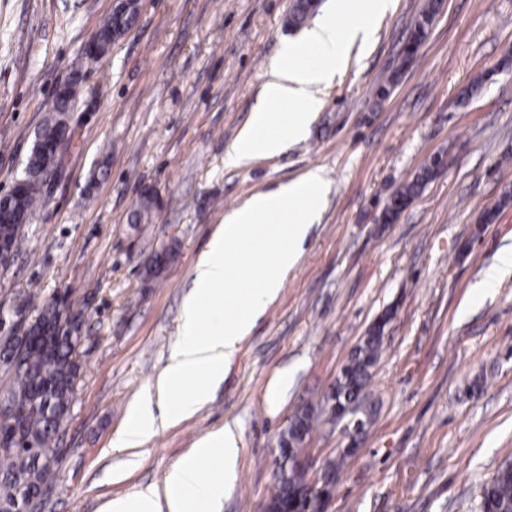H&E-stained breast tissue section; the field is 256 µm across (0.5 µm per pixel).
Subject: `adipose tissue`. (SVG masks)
Instances as JSON below:
<instances>
[{"label": "adipose tissue", "mask_w": 512, "mask_h": 512, "mask_svg": "<svg viewBox=\"0 0 512 512\" xmlns=\"http://www.w3.org/2000/svg\"><path fill=\"white\" fill-rule=\"evenodd\" d=\"M350 7L349 0H335L332 12L306 29L300 42L285 44L270 62L263 102L226 151L231 164L277 156L290 143L304 140L323 90L352 51L367 53L376 22L394 9L395 0H360L359 20L337 27V15ZM285 106L290 116L282 115ZM328 190L322 170L312 168L278 188L256 192L225 213L195 266L194 286L183 299L180 337L154 385L158 406L133 405L114 448L142 447L210 400L239 344L278 298L312 226L320 220ZM194 376L199 382L189 397L171 402V395ZM239 451L236 428L224 425L204 437L187 460L174 465L163 486L148 485L109 500L101 512H221L224 492L237 479ZM215 458L223 461L222 470L206 474L204 463Z\"/></svg>", "instance_id": "1"}]
</instances>
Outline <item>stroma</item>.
Instances as JSON below:
<instances>
[{"mask_svg":"<svg viewBox=\"0 0 512 512\" xmlns=\"http://www.w3.org/2000/svg\"><path fill=\"white\" fill-rule=\"evenodd\" d=\"M113 0H0V196L21 177L57 87L76 82L74 131L46 198L0 266V340L66 298L85 340L59 436L60 478L41 512H99L163 485L210 432L240 435L222 512H262L276 442L387 316L375 406L338 472L331 512H480L483 484L512 462V274L478 284L512 247V0H441L414 61L402 45L427 0H396L370 51L322 96L307 138L235 166L294 0H142L98 60L83 48ZM386 87V98L375 91ZM444 168L391 224L383 211L433 156ZM319 167V224L240 343L211 400L136 451L114 449L132 405L179 338L194 267L228 210ZM156 203L132 213L142 191ZM169 253L159 274L155 254ZM346 444L325 423L312 470Z\"/></svg>","mask_w":512,"mask_h":512,"instance_id":"1","label":"stroma"}]
</instances>
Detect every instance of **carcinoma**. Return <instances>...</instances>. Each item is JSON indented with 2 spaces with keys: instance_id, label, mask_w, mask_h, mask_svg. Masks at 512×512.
<instances>
[{
  "instance_id": "1",
  "label": "carcinoma",
  "mask_w": 512,
  "mask_h": 512,
  "mask_svg": "<svg viewBox=\"0 0 512 512\" xmlns=\"http://www.w3.org/2000/svg\"><path fill=\"white\" fill-rule=\"evenodd\" d=\"M320 6V0H295L288 26L301 27ZM437 9L436 3L421 15L407 44L413 52L427 37L428 28ZM135 21L134 13L111 15L93 38L97 54H104L112 42ZM76 89L69 87L67 95L57 100L56 107L37 131L27 156L23 178L33 179L41 174L46 164L45 148L62 139L67 131L66 113L71 110ZM435 168L427 165L405 183L392 197L385 211V220L393 222L399 213L420 194L433 179ZM42 198L27 192L3 198L0 205V240L16 250L21 242L20 227ZM385 322H375L361 343L351 353L347 363L336 377V400L353 405L360 427L370 422L367 387L371 369L381 353ZM51 331L49 345L29 344L27 338L12 336L0 347V359L9 360L15 347L25 343L22 362L12 373L9 402L18 407L19 415L7 414L0 420V512H12L14 496L19 486L30 490L48 488L58 478L57 433L64 426L73 402L80 363L77 358L82 337L79 326L73 325L70 310L58 301L45 304L36 320L28 328L33 333ZM330 397L316 405H307L295 413L288 429L282 433L286 442L294 445L322 421H331ZM287 454L278 464L279 499L293 500L306 484V473L296 466L292 457L298 449L286 448ZM481 512H512V465L498 468L482 489Z\"/></svg>"
}]
</instances>
